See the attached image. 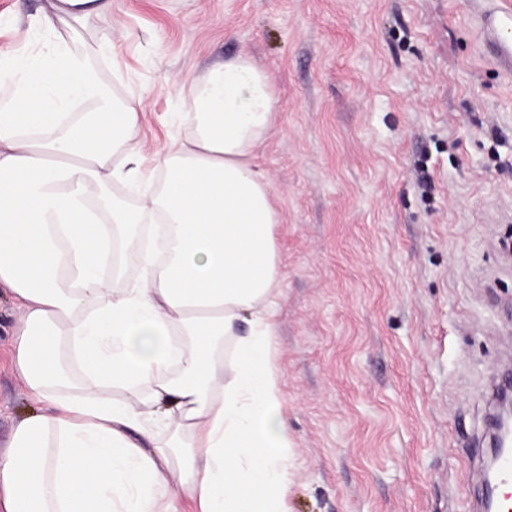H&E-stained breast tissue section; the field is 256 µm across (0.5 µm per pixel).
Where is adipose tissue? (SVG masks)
<instances>
[{"mask_svg":"<svg viewBox=\"0 0 512 512\" xmlns=\"http://www.w3.org/2000/svg\"><path fill=\"white\" fill-rule=\"evenodd\" d=\"M30 28L36 59L0 48V286L36 409L0 512H287L271 73L241 51L178 86L187 132L147 171L144 98L93 64L128 35L112 0H45Z\"/></svg>","mask_w":512,"mask_h":512,"instance_id":"obj_1","label":"adipose tissue"}]
</instances>
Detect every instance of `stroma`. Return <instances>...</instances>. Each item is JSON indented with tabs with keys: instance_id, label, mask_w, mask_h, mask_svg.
Returning <instances> with one entry per match:
<instances>
[{
	"instance_id": "stroma-1",
	"label": "stroma",
	"mask_w": 512,
	"mask_h": 512,
	"mask_svg": "<svg viewBox=\"0 0 512 512\" xmlns=\"http://www.w3.org/2000/svg\"><path fill=\"white\" fill-rule=\"evenodd\" d=\"M44 0H0V47ZM475 0H112L97 58L142 95L147 148L172 84L237 51L282 110L256 159L281 214L277 363L288 512H470L487 388L512 360V75ZM0 292V450L29 408Z\"/></svg>"
}]
</instances>
